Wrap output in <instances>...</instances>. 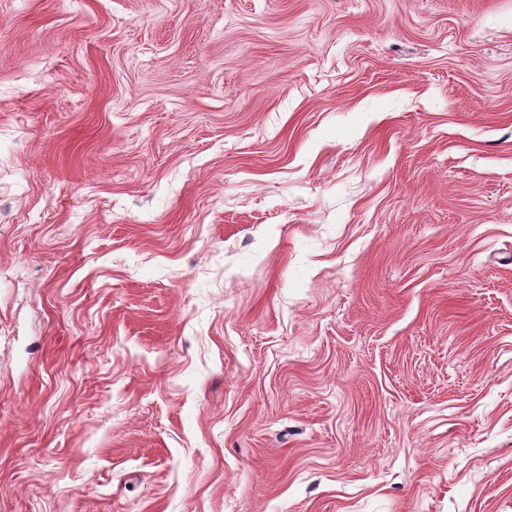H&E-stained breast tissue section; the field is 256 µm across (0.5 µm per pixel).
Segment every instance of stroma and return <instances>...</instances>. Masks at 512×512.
I'll return each instance as SVG.
<instances>
[{
	"instance_id": "35a3bbf8",
	"label": "stroma",
	"mask_w": 512,
	"mask_h": 512,
	"mask_svg": "<svg viewBox=\"0 0 512 512\" xmlns=\"http://www.w3.org/2000/svg\"><path fill=\"white\" fill-rule=\"evenodd\" d=\"M0 512H512V0H0Z\"/></svg>"
}]
</instances>
